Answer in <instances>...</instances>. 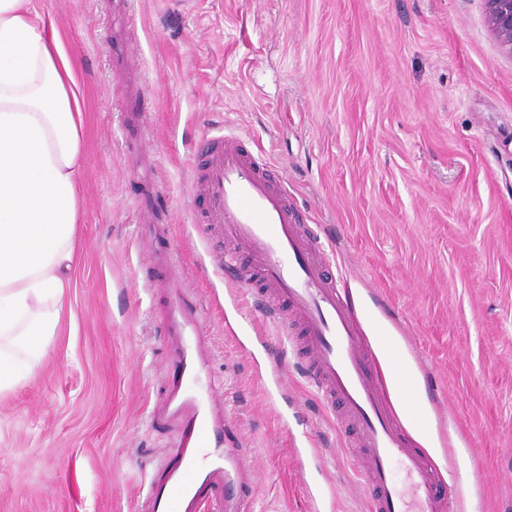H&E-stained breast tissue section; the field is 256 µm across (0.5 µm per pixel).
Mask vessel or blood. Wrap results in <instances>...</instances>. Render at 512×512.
<instances>
[{"instance_id": "vessel-or-blood-1", "label": "vessel or blood", "mask_w": 512, "mask_h": 512, "mask_svg": "<svg viewBox=\"0 0 512 512\" xmlns=\"http://www.w3.org/2000/svg\"><path fill=\"white\" fill-rule=\"evenodd\" d=\"M190 189L213 202L209 224L250 259L247 275L238 272L235 256L224 258L225 268L236 272V288L247 295L266 288L274 317L287 303L290 324L303 334L296 349L307 359L306 377L337 425L353 429L344 444L355 450L369 512H454L453 493L442 491L430 459L407 433L411 426L428 429L429 420L414 396L403 351L396 340L383 339L387 367L379 369L363 342L347 283L330 272L321 237L301 223L287 183L275 182L260 155L235 136L218 134L209 137ZM139 245L166 270L162 328L175 361L163 407L175 446L151 476L147 512H241L240 501L254 489L253 469L241 449L226 445L229 419L214 388L200 316L165 253L149 237ZM398 470L404 481L395 479Z\"/></svg>"}]
</instances>
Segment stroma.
Masks as SVG:
<instances>
[{"label":"stroma","mask_w":512,"mask_h":512,"mask_svg":"<svg viewBox=\"0 0 512 512\" xmlns=\"http://www.w3.org/2000/svg\"><path fill=\"white\" fill-rule=\"evenodd\" d=\"M38 2L85 92L83 215L56 334L0 394V512H144V477L174 444L156 415L174 371L164 297L136 247L143 151L151 221L255 467L250 512H315L311 482L333 489V512H368L335 420L195 221L208 203L189 192L192 162L220 127L262 146L323 225L357 313L380 293L409 363L446 392L448 445L429 454L458 512H512V55L482 0ZM275 364L277 400L256 375ZM306 436L320 454L302 465Z\"/></svg>","instance_id":"stroma-1"}]
</instances>
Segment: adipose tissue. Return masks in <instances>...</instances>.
Here are the masks:
<instances>
[{"label":"adipose tissue","mask_w":512,"mask_h":512,"mask_svg":"<svg viewBox=\"0 0 512 512\" xmlns=\"http://www.w3.org/2000/svg\"><path fill=\"white\" fill-rule=\"evenodd\" d=\"M84 98L54 18L0 0V393L56 334L82 215Z\"/></svg>","instance_id":"obj_1"}]
</instances>
